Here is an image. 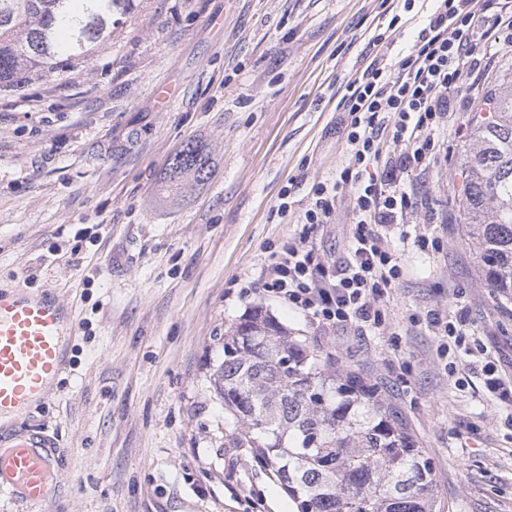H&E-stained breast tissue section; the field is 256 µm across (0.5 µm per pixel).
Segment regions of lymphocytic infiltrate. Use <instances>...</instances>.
<instances>
[{
	"label": "lymphocytic infiltrate",
	"mask_w": 512,
	"mask_h": 512,
	"mask_svg": "<svg viewBox=\"0 0 512 512\" xmlns=\"http://www.w3.org/2000/svg\"><path fill=\"white\" fill-rule=\"evenodd\" d=\"M437 5L409 51L393 65L372 61L348 82L341 102L348 114L347 150L351 158L336 179L314 183L301 217L305 224L332 223L342 194L351 191L353 241L339 264L313 262L299 242H283L271 255L264 278L247 282L253 293L271 294L304 312L327 330L353 326L368 333L386 321L379 300L396 287L403 269L372 233L375 224H397L417 207L415 195L400 187L399 175L434 155V126L454 111L451 95L468 73L484 72L475 55L490 27L512 29V11L487 18L490 0H436ZM398 155H390L391 147ZM438 350L447 370L471 355L466 317L433 316Z\"/></svg>",
	"instance_id": "f902f5d3"
}]
</instances>
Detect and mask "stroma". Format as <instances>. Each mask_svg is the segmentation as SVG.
Segmentation results:
<instances>
[{"mask_svg":"<svg viewBox=\"0 0 512 512\" xmlns=\"http://www.w3.org/2000/svg\"><path fill=\"white\" fill-rule=\"evenodd\" d=\"M99 56L0 94V291L51 289L72 306L69 366L11 425L44 431L58 478L49 512H296L233 444L212 388L224 331L254 307L377 383L431 461L451 512H512V303L482 284L458 224L474 104L512 92V36L478 41L488 78L465 76L434 159L400 184L428 208L373 225L403 276L370 336L329 331L271 296L240 294L281 242L346 257L347 205L299 221L313 183L348 166L341 97L374 56L395 63L430 0H137ZM396 28H389V21ZM202 145L211 179L164 190L169 158ZM290 188L291 210L276 209ZM465 311L466 357L447 373L428 311ZM417 323H410V316Z\"/></svg>","mask_w":512,"mask_h":512,"instance_id":"obj_1","label":"stroma"}]
</instances>
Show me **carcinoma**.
I'll use <instances>...</instances> for the list:
<instances>
[{"instance_id":"1","label":"carcinoma","mask_w":512,"mask_h":512,"mask_svg":"<svg viewBox=\"0 0 512 512\" xmlns=\"http://www.w3.org/2000/svg\"><path fill=\"white\" fill-rule=\"evenodd\" d=\"M135 0H0V93L59 76L112 36ZM461 213L480 277L512 295V94L490 95L465 150ZM211 174L189 141L169 159L166 187L188 194ZM214 386L237 446L278 479L296 512H444L419 442L378 386L262 310L230 325Z\"/></svg>"}]
</instances>
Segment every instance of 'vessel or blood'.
I'll list each match as a JSON object with an SVG mask.
<instances>
[{
	"label": "vessel or blood",
	"instance_id": "vessel-or-blood-1",
	"mask_svg": "<svg viewBox=\"0 0 512 512\" xmlns=\"http://www.w3.org/2000/svg\"><path fill=\"white\" fill-rule=\"evenodd\" d=\"M76 329L71 308L50 293H0V416L23 412L64 369ZM45 436L0 440V496L43 512L56 479Z\"/></svg>",
	"mask_w": 512,
	"mask_h": 512
}]
</instances>
